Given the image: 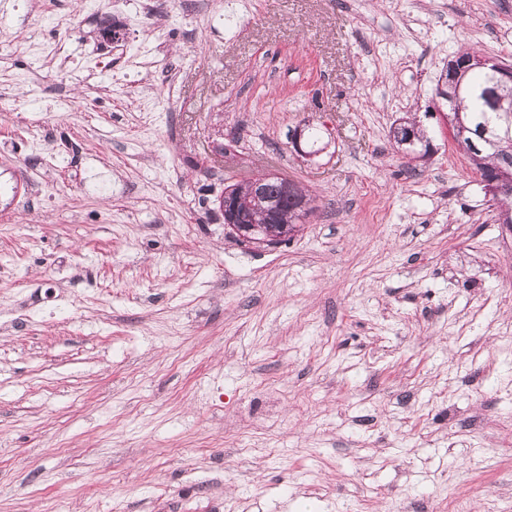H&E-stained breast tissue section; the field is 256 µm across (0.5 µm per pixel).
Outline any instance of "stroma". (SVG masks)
I'll return each instance as SVG.
<instances>
[{
	"instance_id": "obj_1",
	"label": "stroma",
	"mask_w": 512,
	"mask_h": 512,
	"mask_svg": "<svg viewBox=\"0 0 512 512\" xmlns=\"http://www.w3.org/2000/svg\"><path fill=\"white\" fill-rule=\"evenodd\" d=\"M470 45L512 65V0H0V512H512ZM267 169L313 210L249 247L217 198Z\"/></svg>"
}]
</instances>
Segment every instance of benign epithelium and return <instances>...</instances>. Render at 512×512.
Segmentation results:
<instances>
[{"mask_svg":"<svg viewBox=\"0 0 512 512\" xmlns=\"http://www.w3.org/2000/svg\"><path fill=\"white\" fill-rule=\"evenodd\" d=\"M491 66L495 88L490 92V99L497 111H502V102L498 99L497 88L512 84V66L491 61L486 58L455 57L448 61V66L441 73L436 87V95L448 97L451 90H460V75L474 67ZM416 128L405 123L395 124L392 136L401 146L413 145ZM490 194L497 201L496 222L512 228V172L499 170L486 179ZM276 188L282 200H288L295 190V184L280 174L268 170L235 182L224 189L220 197L221 209L224 211V223L243 242L248 244H265L279 240V236L271 233L262 240L253 237L259 224H283L285 220L282 210L272 206L271 188Z\"/></svg>","mask_w":512,"mask_h":512,"instance_id":"1","label":"benign epithelium"}]
</instances>
